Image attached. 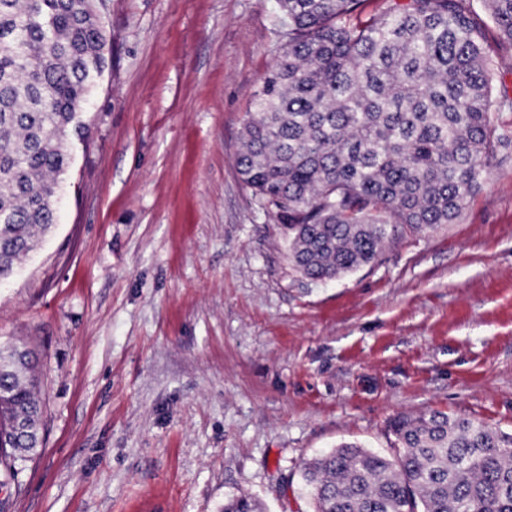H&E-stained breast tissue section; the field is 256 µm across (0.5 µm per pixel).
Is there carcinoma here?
<instances>
[{
    "instance_id": "obj_1",
    "label": "carcinoma",
    "mask_w": 512,
    "mask_h": 512,
    "mask_svg": "<svg viewBox=\"0 0 512 512\" xmlns=\"http://www.w3.org/2000/svg\"><path fill=\"white\" fill-rule=\"evenodd\" d=\"M285 43L242 128L238 170L315 280L373 262L397 226L451 224L512 148L498 68L473 0H278ZM512 57V0H483ZM107 38L90 0H0V276L55 224L67 131L89 103ZM0 346V466L37 449L8 433L11 406L42 416L31 360ZM394 457L341 444L309 461L313 512H512V434L440 412L400 415ZM224 512H263L246 494Z\"/></svg>"
}]
</instances>
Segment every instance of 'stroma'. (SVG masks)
Returning a JSON list of instances; mask_svg holds the SVG:
<instances>
[{
	"mask_svg": "<svg viewBox=\"0 0 512 512\" xmlns=\"http://www.w3.org/2000/svg\"><path fill=\"white\" fill-rule=\"evenodd\" d=\"M108 64L56 224L0 284L43 443L0 512H312L302 469L392 418L512 433V151L454 223L321 282L236 167L283 44L277 0H105Z\"/></svg>",
	"mask_w": 512,
	"mask_h": 512,
	"instance_id": "obj_1",
	"label": "stroma"
}]
</instances>
